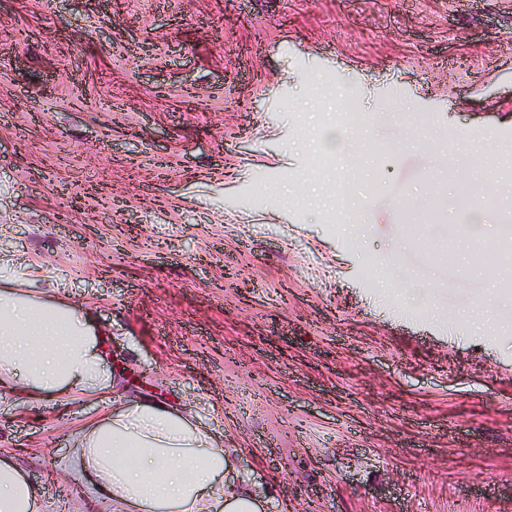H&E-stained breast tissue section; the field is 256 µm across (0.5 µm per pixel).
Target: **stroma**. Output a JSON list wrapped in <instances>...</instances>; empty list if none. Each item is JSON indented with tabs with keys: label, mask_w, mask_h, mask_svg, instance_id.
Segmentation results:
<instances>
[{
	"label": "stroma",
	"mask_w": 512,
	"mask_h": 512,
	"mask_svg": "<svg viewBox=\"0 0 512 512\" xmlns=\"http://www.w3.org/2000/svg\"><path fill=\"white\" fill-rule=\"evenodd\" d=\"M348 130L328 149L327 133ZM512 0H0V266L264 512H512ZM107 403L0 397L49 512Z\"/></svg>",
	"instance_id": "1"
}]
</instances>
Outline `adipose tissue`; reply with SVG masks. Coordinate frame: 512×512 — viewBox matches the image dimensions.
Here are the masks:
<instances>
[{
    "label": "adipose tissue",
    "instance_id": "adipose-tissue-1",
    "mask_svg": "<svg viewBox=\"0 0 512 512\" xmlns=\"http://www.w3.org/2000/svg\"><path fill=\"white\" fill-rule=\"evenodd\" d=\"M113 386L102 338L83 308L21 286L0 289V393L95 395ZM112 405L105 422L74 434L63 462L112 512H260L247 488L225 479L233 456L189 415L120 395ZM0 512H46L39 490L7 457H0Z\"/></svg>",
    "mask_w": 512,
    "mask_h": 512
}]
</instances>
